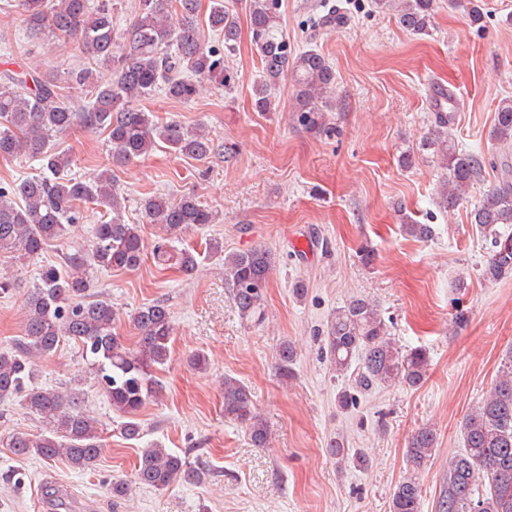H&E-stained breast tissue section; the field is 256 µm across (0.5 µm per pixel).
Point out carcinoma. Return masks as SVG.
Returning <instances> with one entry per match:
<instances>
[{
  "instance_id": "1",
  "label": "carcinoma",
  "mask_w": 512,
  "mask_h": 512,
  "mask_svg": "<svg viewBox=\"0 0 512 512\" xmlns=\"http://www.w3.org/2000/svg\"><path fill=\"white\" fill-rule=\"evenodd\" d=\"M375 6L397 13L404 30L421 35L429 30L436 0H375ZM12 7L29 36L49 32L71 39L90 62L111 70L105 83L95 82L88 67L71 71L72 84L90 87L89 100L78 107L57 79L38 67L0 74V157L40 164L38 175L17 184L0 183V253L23 266L38 257L48 241L66 235L89 206H101L110 215L96 225L92 249L68 255L61 268L41 269L26 300L22 335L10 349L0 351V401L22 398L42 427L37 435H8L7 447L17 456L61 460L90 470L104 447L97 423L82 394L35 385L36 358L51 354L64 340L75 342L112 409L125 418L121 434L139 439L143 427L138 414L160 396L155 371L170 357L173 328L165 302L146 304L129 315L139 330L129 346L114 332L120 315L112 304L88 299L90 270L133 271L141 266L145 225L126 223L112 169L89 179L73 176L70 156L52 140L76 126L101 132L118 165L147 156L159 142L184 156L208 158L215 145L202 126L191 130L174 119L162 122L135 103L157 90L189 103L211 83H231L224 57L236 50L242 27L237 12L224 0H210L206 13L201 0H138L135 18L121 33L112 24V0H14ZM246 19L261 63L260 79L253 84V110L273 111L272 90L289 75L298 86L299 121L307 130L326 131L324 112L331 107L329 94L336 85L329 61L316 49L298 54L292 50L281 28L279 0H246ZM204 28L222 37L224 48L202 46ZM448 101V111L435 115L437 130L422 145L439 159L438 206L443 209L455 206L484 169L481 157L459 149L448 137L453 97ZM494 136L512 144V98L498 104ZM143 209L147 223L165 231L153 250L158 262L185 275L196 271L200 253L177 248L174 242L194 225L214 223L212 210L191 194L174 200L150 197ZM471 223L491 237L492 253L483 276L497 281L511 275L512 236L498 231L499 225L512 224L511 165L504 164L501 180L473 208ZM402 228L419 239L431 235L430 225L405 214ZM208 256L224 257V283L240 315L262 321L271 253L254 247L226 255L224 243L213 239ZM323 342L336 374L352 377L356 388L393 382L416 387L427 377L426 349L398 347L388 336L378 306L365 298L336 308ZM295 361L293 346L280 343L277 370L282 379L294 377ZM224 417L246 424L254 445H266L268 429L251 391L233 377L224 378ZM462 431L464 450L448 461L442 512H512V351L501 360L485 400L465 416ZM436 448L437 433L422 427L409 441L406 455L419 467ZM205 475V469L153 444L141 449L134 484L166 490L179 478L199 482ZM421 496L417 477L403 478L392 492L391 512H420Z\"/></svg>"
}]
</instances>
